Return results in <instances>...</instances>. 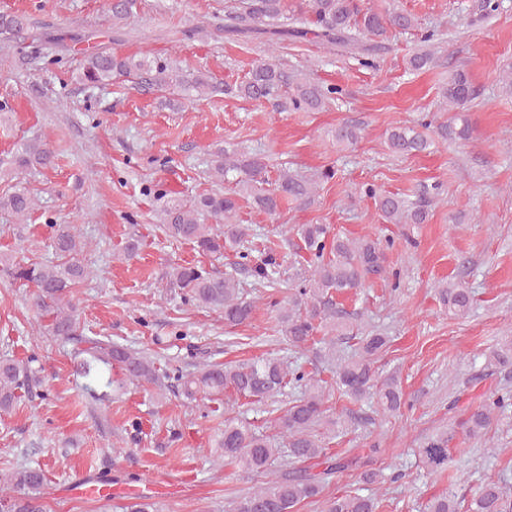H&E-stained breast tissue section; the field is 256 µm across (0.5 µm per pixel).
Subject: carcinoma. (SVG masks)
<instances>
[{
	"mask_svg": "<svg viewBox=\"0 0 512 512\" xmlns=\"http://www.w3.org/2000/svg\"><path fill=\"white\" fill-rule=\"evenodd\" d=\"M312 16L310 26H298L288 17L287 0H231L224 10V36L227 38L259 39L271 46L288 40H312L325 46H348L360 36L378 37L386 27L410 29L413 18L396 9L384 14L363 12L356 0H305ZM136 0H104V8L117 24L127 20ZM27 25V18L16 12H0V34H11ZM80 79L90 85H109L121 80L140 84L147 82L168 92V101L196 94L206 97L224 92V82L206 71H190L167 61L147 55L118 54L94 49L83 52L78 65ZM231 92L256 102L284 105L295 111L323 110L340 89L314 82L299 69L288 70L278 62L264 60L256 64L247 77ZM476 89L464 70L453 73L448 81L447 103L455 109L450 122L439 126L442 138L468 140L472 126L466 113L475 99ZM430 124L398 127L387 138L388 148L397 155H412L426 151L432 144L427 133ZM56 155L49 144L38 138L26 141L14 152L0 158L17 172L31 168L55 167ZM204 180L211 187L192 196H175L165 191L163 200V232L172 242L189 244L199 254L222 257L232 252L241 259L239 265L250 266L255 285L273 288L278 283L281 264L276 244L263 249L264 257L251 263L253 234L251 225L239 222L241 203L270 215L279 213L290 200L307 203L314 196L315 186L282 169L275 180L267 177L266 164L261 158L237 150L222 148L205 172ZM234 184L224 192V182ZM363 193L374 200L382 217L392 224H423L427 210L401 196L383 193L372 185ZM38 207L31 191L16 185L0 193V211L20 220H27ZM214 223L209 224L207 220ZM50 247L54 260L18 262L7 267L9 277L33 289L31 307L50 321L53 335L83 345L78 373L88 380L85 389L91 393L103 385L119 391L129 384L161 386L155 362L141 352L108 338L87 337L77 308L72 302L74 289L88 280L91 271L79 259L85 243L68 224L51 225ZM295 233L310 256L311 273L288 297V306L280 311L278 333L288 345L302 350L320 332L330 337L321 349L323 356L334 359L335 337L350 334V325L336 318V297L357 293L372 276L386 273L385 251L394 245L388 239H350L329 235L324 224L282 225L281 235ZM166 285L184 296L185 301L219 310L224 324L237 326L251 316L254 302L243 297L240 282L231 273H216L197 263L176 264L165 273ZM439 299L448 313L464 317L473 305L470 289L460 283H448L439 289ZM388 337L371 329L361 331L357 353L336 364V385L342 394L355 400L370 397L383 413L395 415L403 405V392L395 377H379L373 365L387 346ZM487 364L507 372L512 369V339H506L489 349ZM173 379L186 396L198 393L221 396L224 391L261 402L288 387L300 389L279 417L286 448L258 433L251 425L233 418L224 419L218 429L216 447L224 449V459L242 468L264 473L277 462L288 458L291 463H311V466L282 473L278 478L262 483L254 491L233 502L232 512H292V509L315 499L334 475L346 467L336 454L328 451L325 442L313 431L323 427L330 433L339 431L341 418H328L325 409L326 381L311 373L292 367L288 362L268 356L226 363H212L197 374L172 370ZM30 377V369L13 359H0V410L7 411L17 403V390ZM512 409V387L504 385L487 396L461 422V433L468 439L479 438L492 421ZM454 435L442 433L429 439L418 454L432 473L449 468L451 459L448 443ZM10 495L0 496V512H44L40 489L46 474L39 467H23L9 477ZM377 502L357 493H344L329 500L327 512H377ZM472 512H512V488L495 481L481 484L475 491ZM423 512H457L453 491L429 499Z\"/></svg>",
	"mask_w": 512,
	"mask_h": 512,
	"instance_id": "obj_1",
	"label": "carcinoma"
}]
</instances>
